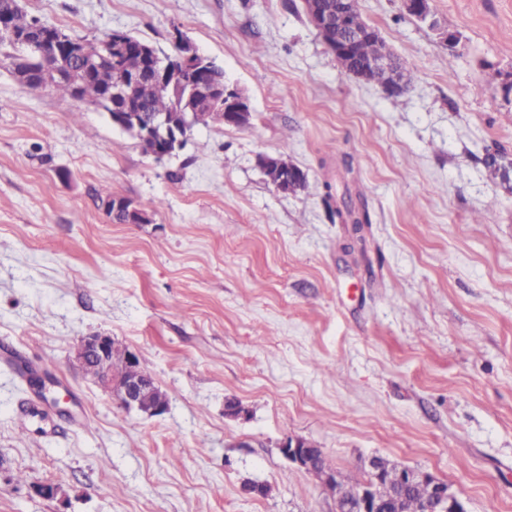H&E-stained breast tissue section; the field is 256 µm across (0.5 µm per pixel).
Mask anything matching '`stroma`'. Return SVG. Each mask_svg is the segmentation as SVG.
I'll list each match as a JSON object with an SVG mask.
<instances>
[{"label": "stroma", "instance_id": "stroma-1", "mask_svg": "<svg viewBox=\"0 0 512 512\" xmlns=\"http://www.w3.org/2000/svg\"><path fill=\"white\" fill-rule=\"evenodd\" d=\"M358 5L411 68L402 97L346 74L303 0H22L90 41L186 40L251 122L195 127L158 161L103 108L0 67V512H334L283 456L291 437L351 479L377 455L469 512H512V190L483 164L512 159V0H432L452 50L401 0ZM262 155L304 189L277 192ZM328 183L367 202L362 242ZM107 189L162 206L116 224ZM93 333L138 355L166 414L124 410L82 371Z\"/></svg>", "mask_w": 512, "mask_h": 512}]
</instances>
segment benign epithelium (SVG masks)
Returning a JSON list of instances; mask_svg holds the SVG:
<instances>
[{"label":"benign epithelium","mask_w":512,"mask_h":512,"mask_svg":"<svg viewBox=\"0 0 512 512\" xmlns=\"http://www.w3.org/2000/svg\"><path fill=\"white\" fill-rule=\"evenodd\" d=\"M319 2L304 0L305 10L318 36L333 54L352 52L360 39L374 31L372 27L357 29L349 24L350 15L358 10L357 0H339L334 9H322ZM403 7L418 22L431 28L437 27L431 0H403ZM0 35L17 48L51 53L52 62L40 74L38 84L41 86H52L57 79L74 75L77 65L82 66L84 74L90 71L87 62L90 61L92 50L82 38L59 29L54 30L49 38L19 34L10 27L5 15L0 17ZM178 45L177 55L173 57H162L155 49H150L145 73L134 71L123 84L112 89V97L125 99L144 74L150 76L152 83L158 87L164 86L170 75L176 74L186 89L187 103H196L204 108L202 112L189 113V119L180 126L166 113L142 110L108 113L112 125L121 129L133 126L142 131L145 138L152 140L153 157L156 159L170 157L181 150L187 139V130L192 126L206 125L212 111L225 114L226 122L236 127L247 126L251 119L249 103L243 92L230 86L220 91L212 88L207 81L211 61L181 39ZM368 66L377 73L387 75L394 69L395 55L388 51L368 61ZM304 180L301 169H292L281 175L273 186L281 193H292L300 189ZM106 211L112 216L122 215L126 224H146L152 220V215L122 198L106 206ZM111 345L112 337L108 335L85 336L78 342L74 358L82 367L88 363L97 364L99 373L95 376L96 383L116 397L125 409L136 410L147 416L165 413L168 403L159 395L154 379L128 372V367L136 364L139 358L129 352L125 355L123 365L116 366L110 358ZM313 447L315 444L307 439L290 437L281 449L290 462L318 477L334 493L336 471L316 463ZM367 471L371 474V480L360 487L353 499L335 498V512H382L395 504V501L385 497L394 483L401 491L414 486L424 489L422 502L425 504V512H468L464 501L451 491L448 483L429 472L397 465L378 456L368 460Z\"/></svg>","instance_id":"benign-epithelium-1"}]
</instances>
